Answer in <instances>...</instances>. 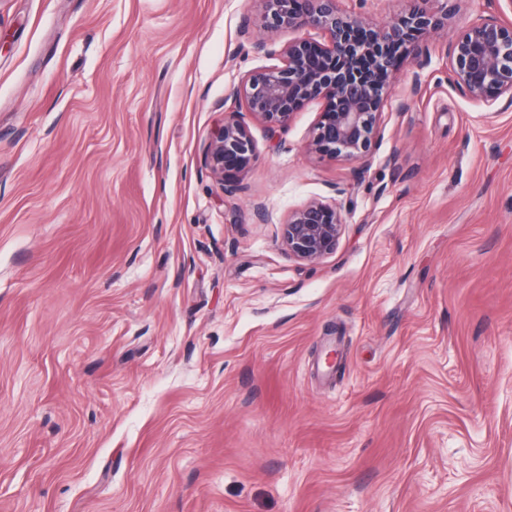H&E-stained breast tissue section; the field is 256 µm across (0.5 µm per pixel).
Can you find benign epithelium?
<instances>
[{"instance_id": "1", "label": "benign epithelium", "mask_w": 512, "mask_h": 512, "mask_svg": "<svg viewBox=\"0 0 512 512\" xmlns=\"http://www.w3.org/2000/svg\"><path fill=\"white\" fill-rule=\"evenodd\" d=\"M259 22L301 36L270 50L279 64L257 70L233 92L238 109L224 117L207 152L212 171L224 176L248 169L255 145L243 112L272 127H284L292 115L313 100L323 109L310 146L324 156L361 161L376 146L381 109L391 94V78L403 57L420 56L418 38L443 24L448 0H432L430 10L415 9L382 28L338 7V0H260ZM448 70L455 85L487 106L500 97L512 100V23L495 17L473 24L448 47ZM344 221L341 210L311 201L291 213L284 227L289 252L314 262L336 248Z\"/></svg>"}]
</instances>
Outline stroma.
Listing matches in <instances>:
<instances>
[{
  "instance_id": "stroma-1",
  "label": "stroma",
  "mask_w": 512,
  "mask_h": 512,
  "mask_svg": "<svg viewBox=\"0 0 512 512\" xmlns=\"http://www.w3.org/2000/svg\"><path fill=\"white\" fill-rule=\"evenodd\" d=\"M258 10L0 0V512H512V100L447 59L497 0H448L367 161L309 150L321 101L245 114L228 194ZM343 224L336 205L311 201L288 217L284 227L288 250L303 261L319 260L335 249Z\"/></svg>"
}]
</instances>
